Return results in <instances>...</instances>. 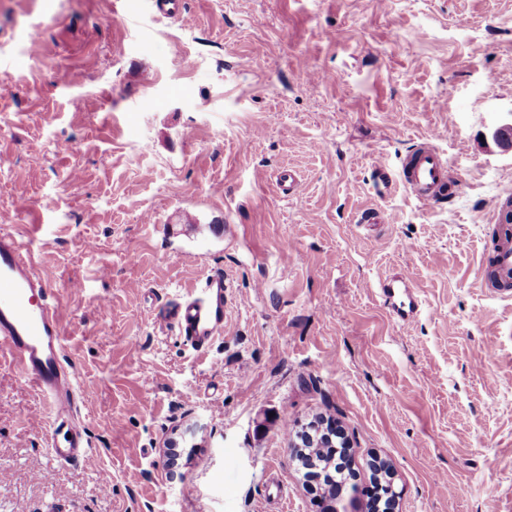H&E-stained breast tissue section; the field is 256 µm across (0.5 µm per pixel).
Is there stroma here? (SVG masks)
Segmentation results:
<instances>
[{
  "label": "stroma",
  "mask_w": 512,
  "mask_h": 512,
  "mask_svg": "<svg viewBox=\"0 0 512 512\" xmlns=\"http://www.w3.org/2000/svg\"><path fill=\"white\" fill-rule=\"evenodd\" d=\"M187 3L190 26L0 0V218L33 241L97 451L53 460L0 357V512H320L290 456L319 416L358 493L378 457L401 512H512V296L481 266L512 199L483 139L512 110V0ZM425 140L454 190L430 207L375 169ZM213 268L224 332L197 351L161 311ZM397 273L409 323L378 294Z\"/></svg>",
  "instance_id": "stroma-1"
}]
</instances>
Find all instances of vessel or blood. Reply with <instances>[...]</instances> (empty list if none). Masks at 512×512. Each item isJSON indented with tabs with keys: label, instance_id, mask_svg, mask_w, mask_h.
Listing matches in <instances>:
<instances>
[{
	"label": "vessel or blood",
	"instance_id": "obj_1",
	"mask_svg": "<svg viewBox=\"0 0 512 512\" xmlns=\"http://www.w3.org/2000/svg\"><path fill=\"white\" fill-rule=\"evenodd\" d=\"M399 181L425 205L448 194V167L429 142L406 160ZM498 294H512V239L498 241L486 252ZM380 294L400 319L415 317L420 302L406 277L384 284ZM166 321L192 347L207 349L224 332V274L209 273L199 288L169 304ZM65 333L52 290L37 272L25 242L10 225L0 224V351H8L52 409L50 453L56 461L93 464L96 453L89 435L71 428L79 397L74 371L65 358Z\"/></svg>",
	"mask_w": 512,
	"mask_h": 512
}]
</instances>
